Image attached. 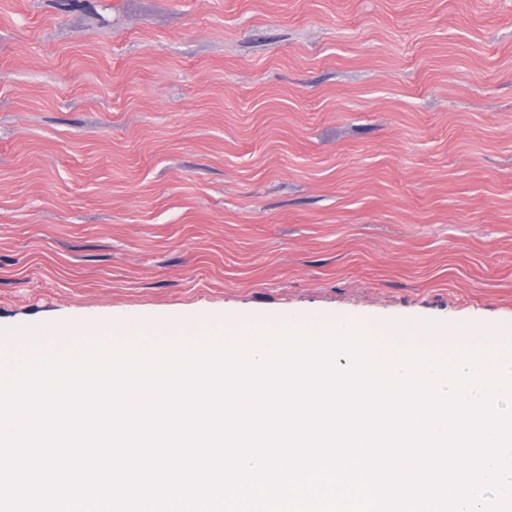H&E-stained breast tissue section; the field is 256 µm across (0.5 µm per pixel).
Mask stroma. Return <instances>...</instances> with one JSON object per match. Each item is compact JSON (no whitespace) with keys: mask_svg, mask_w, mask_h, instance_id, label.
Here are the masks:
<instances>
[{"mask_svg":"<svg viewBox=\"0 0 512 512\" xmlns=\"http://www.w3.org/2000/svg\"><path fill=\"white\" fill-rule=\"evenodd\" d=\"M224 317L512 336V0H0V358Z\"/></svg>","mask_w":512,"mask_h":512,"instance_id":"stroma-1","label":"stroma"}]
</instances>
